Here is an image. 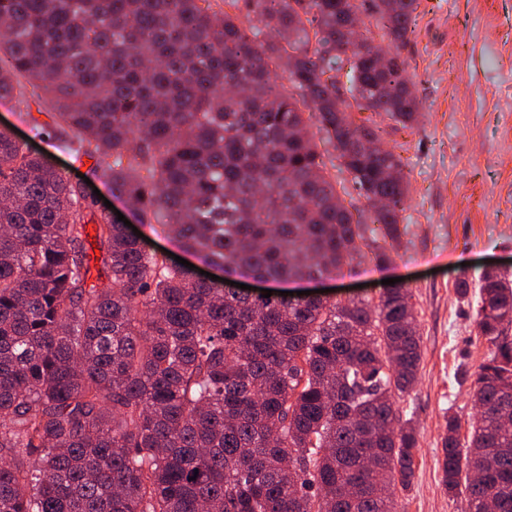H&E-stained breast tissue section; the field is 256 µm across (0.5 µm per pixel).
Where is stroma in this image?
I'll return each mask as SVG.
<instances>
[{
  "label": "stroma",
  "mask_w": 512,
  "mask_h": 512,
  "mask_svg": "<svg viewBox=\"0 0 512 512\" xmlns=\"http://www.w3.org/2000/svg\"><path fill=\"white\" fill-rule=\"evenodd\" d=\"M414 32L401 48L418 120L402 127L385 115L355 113L381 145L400 156L408 183L398 245L387 261L366 259L321 281L330 299L378 301L387 278H402L418 316V382L400 402L412 419L415 477L398 512H468L449 497L438 459L449 415L469 426L470 391L489 352L474 323L477 287L487 267L512 278V0H418ZM42 148L73 185L103 196L97 213L130 209L91 161H76L58 140L36 135L17 105L0 109V130ZM467 279L468 297L456 290Z\"/></svg>",
  "instance_id": "35a3bbf8"
}]
</instances>
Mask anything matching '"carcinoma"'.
<instances>
[{
    "instance_id": "carcinoma-1",
    "label": "carcinoma",
    "mask_w": 512,
    "mask_h": 512,
    "mask_svg": "<svg viewBox=\"0 0 512 512\" xmlns=\"http://www.w3.org/2000/svg\"><path fill=\"white\" fill-rule=\"evenodd\" d=\"M198 2L0 0V98L228 276L327 278L366 257L316 134L360 196L392 200L373 223L398 241L401 159L367 149L377 134L351 109L416 119L399 48L417 0ZM362 14L392 67L351 28ZM411 299L404 284L376 303L226 289L147 251L1 130L0 512H395L418 445L396 401L422 359ZM475 325L490 345L477 418L462 440L448 416L442 483L469 512H512L507 275L483 273Z\"/></svg>"
}]
</instances>
